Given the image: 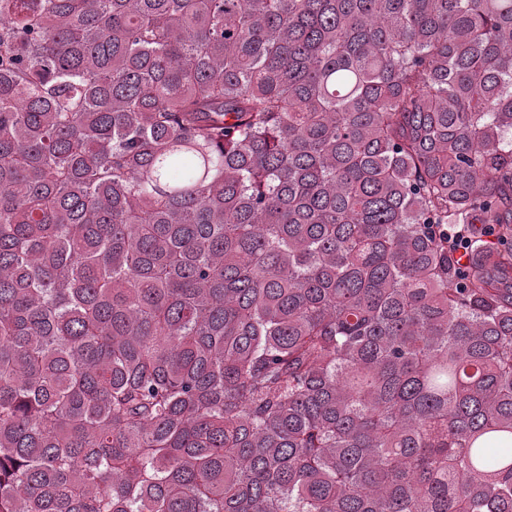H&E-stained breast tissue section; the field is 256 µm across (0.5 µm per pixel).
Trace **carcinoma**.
<instances>
[{"label":"carcinoma","instance_id":"obj_1","mask_svg":"<svg viewBox=\"0 0 512 512\" xmlns=\"http://www.w3.org/2000/svg\"><path fill=\"white\" fill-rule=\"evenodd\" d=\"M506 212L512 0H0V512H512Z\"/></svg>","mask_w":512,"mask_h":512}]
</instances>
